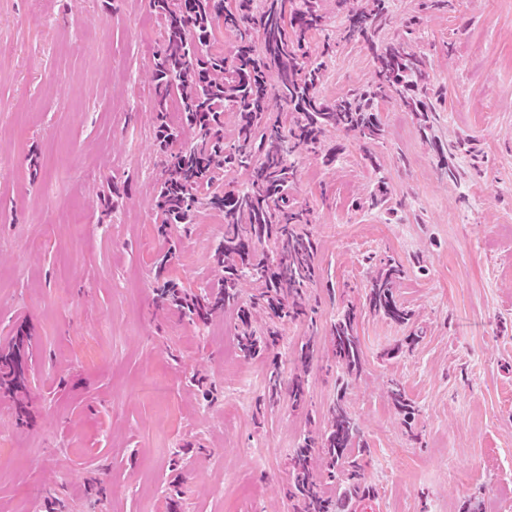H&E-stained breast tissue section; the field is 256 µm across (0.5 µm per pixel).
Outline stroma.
Listing matches in <instances>:
<instances>
[{
  "instance_id": "1",
  "label": "stroma",
  "mask_w": 512,
  "mask_h": 512,
  "mask_svg": "<svg viewBox=\"0 0 512 512\" xmlns=\"http://www.w3.org/2000/svg\"><path fill=\"white\" fill-rule=\"evenodd\" d=\"M387 5L382 40L409 35L433 75L434 140L386 99L382 172L340 132L323 155L299 151L294 201L318 243L310 316L246 358L235 313L202 323L155 303L158 275L193 293L221 280L224 216L159 225L150 0H0V349L32 326L37 375L0 394V512H289L290 458L327 428L343 377L376 512H512V0ZM323 7L331 25L310 51L333 47L319 93L334 100L370 85L375 61L338 38L336 0ZM461 138L452 182L436 150ZM381 175L387 209H355ZM387 256L406 270L405 325L365 302ZM349 306L363 351L350 377L330 335ZM310 335L322 357L306 408L263 403L272 366L293 377Z\"/></svg>"
}]
</instances>
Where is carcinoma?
Wrapping results in <instances>:
<instances>
[{"label": "carcinoma", "instance_id": "carcinoma-1", "mask_svg": "<svg viewBox=\"0 0 512 512\" xmlns=\"http://www.w3.org/2000/svg\"><path fill=\"white\" fill-rule=\"evenodd\" d=\"M163 21L162 50L153 64L156 81L158 139L162 153L170 156L165 177L158 186L156 208L164 224H192L204 205L224 213V237L213 252L224 268L222 284L204 293L189 295L165 279L156 288L160 304L174 306L191 320H208L218 311L233 310L240 321L237 347L245 357L270 350L280 326L304 314V290L317 277L318 245L307 230L309 212L291 202L297 169L295 155L304 148L321 149L323 137L335 130L369 144L383 136L376 103L394 99L419 115L420 129L427 133L435 106L422 98L430 84L423 57L404 41H379L386 20V0H370L362 9L336 0L345 14L342 34L358 38L372 50L375 81L347 97L327 101L318 87L327 69L330 49L314 56L308 37L325 29L327 19L321 0H152ZM239 36L233 55L213 48L216 22ZM276 76L277 94L270 93L268 78ZM179 107V120H168L169 105ZM288 110V130L268 122L272 105ZM235 118L234 147L225 148L224 114ZM194 133L192 139L185 131ZM452 149L437 150L438 165L455 180L459 172ZM250 173L247 183L214 188V173L220 168ZM390 193L384 176L368 202L355 207L383 208ZM404 276L400 263L381 261L367 286L366 302L375 313L396 323L409 319L396 296ZM252 281L260 291L251 305L242 303L240 288ZM264 312V325L257 329L253 318ZM356 311L346 308L331 329L335 356L347 374L363 365V351L355 332ZM32 334L20 331L0 350V390L13 392L26 386ZM319 355L308 338L295 352L303 371ZM286 395L296 407L305 401V380L291 379L278 369L270 372L264 399L275 402ZM359 426L337 396L329 411V425L320 440L307 435L291 459L288 499L292 512H346L349 498L370 493L364 467L354 448L360 443ZM324 468L317 474L315 458ZM348 484L347 497L332 499L322 489V479Z\"/></svg>", "mask_w": 512, "mask_h": 512}]
</instances>
